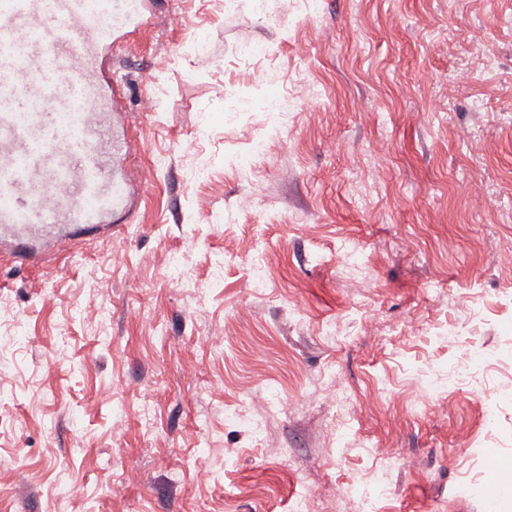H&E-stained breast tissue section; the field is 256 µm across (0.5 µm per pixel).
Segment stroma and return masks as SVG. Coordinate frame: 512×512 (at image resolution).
I'll list each match as a JSON object with an SVG mask.
<instances>
[{
	"label": "stroma",
	"mask_w": 512,
	"mask_h": 512,
	"mask_svg": "<svg viewBox=\"0 0 512 512\" xmlns=\"http://www.w3.org/2000/svg\"><path fill=\"white\" fill-rule=\"evenodd\" d=\"M109 67L130 215L0 257V512H512V0H166ZM256 408H265L266 412H276L286 410L285 405L280 400L278 394L271 390L264 398H251L248 400V406L245 405L241 410H236L228 415L231 420L244 426L254 436L260 437L264 432V417L262 414L254 413ZM253 411H252V410ZM396 457L390 454L381 457L379 466L377 468L376 476L369 486H362L352 484L347 491V494H352L363 498L366 502L380 496L383 493L385 486V479L389 472L395 467Z\"/></svg>",
	"instance_id": "stroma-1"
}]
</instances>
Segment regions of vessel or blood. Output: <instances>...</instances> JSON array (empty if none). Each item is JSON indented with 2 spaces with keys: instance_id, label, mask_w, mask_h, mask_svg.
Masks as SVG:
<instances>
[{
  "instance_id": "obj_1",
  "label": "vessel or blood",
  "mask_w": 512,
  "mask_h": 512,
  "mask_svg": "<svg viewBox=\"0 0 512 512\" xmlns=\"http://www.w3.org/2000/svg\"><path fill=\"white\" fill-rule=\"evenodd\" d=\"M146 19V0H0V254L20 266L128 208L129 141L112 127L104 54ZM48 194L66 205L43 209Z\"/></svg>"
}]
</instances>
